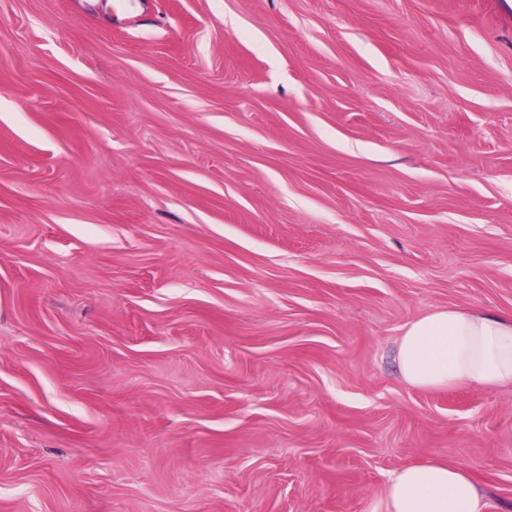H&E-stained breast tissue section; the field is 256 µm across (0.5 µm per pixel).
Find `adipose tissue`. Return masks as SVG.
<instances>
[{
	"label": "adipose tissue",
	"instance_id": "1",
	"mask_svg": "<svg viewBox=\"0 0 512 512\" xmlns=\"http://www.w3.org/2000/svg\"><path fill=\"white\" fill-rule=\"evenodd\" d=\"M416 388L512 385V317L479 307H448L403 329L396 352ZM386 512H482L471 474L447 461L408 466L389 479Z\"/></svg>",
	"mask_w": 512,
	"mask_h": 512
}]
</instances>
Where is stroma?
I'll list each match as a JSON object with an SVG mask.
<instances>
[{
	"label": "stroma",
	"mask_w": 512,
	"mask_h": 512,
	"mask_svg": "<svg viewBox=\"0 0 512 512\" xmlns=\"http://www.w3.org/2000/svg\"><path fill=\"white\" fill-rule=\"evenodd\" d=\"M512 0H0V512H512ZM396 360L416 388L512 385V317L479 307L432 311L404 327ZM386 512H482L471 474L448 461L408 466L389 479Z\"/></svg>",
	"instance_id": "obj_1"
}]
</instances>
